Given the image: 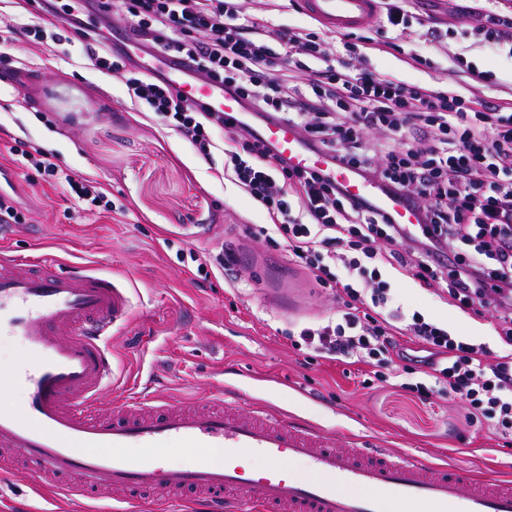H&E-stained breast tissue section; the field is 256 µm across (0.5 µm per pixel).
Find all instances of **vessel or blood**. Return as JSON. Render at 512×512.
<instances>
[{
    "instance_id": "b4317fda",
    "label": "vessel or blood",
    "mask_w": 512,
    "mask_h": 512,
    "mask_svg": "<svg viewBox=\"0 0 512 512\" xmlns=\"http://www.w3.org/2000/svg\"><path fill=\"white\" fill-rule=\"evenodd\" d=\"M307 14L335 30H353L377 14L379 0H304ZM140 68L161 75L173 93L192 105L228 113L237 98L193 72L190 60L138 45ZM293 165L328 169L355 197L377 200L398 223L416 221L412 209L345 168H327L323 155L283 122L259 129ZM129 278L69 268L48 256L0 255V333L21 336L28 355L0 371L21 387V405L0 404V474L10 460L25 459L33 479L76 502L111 489L132 503L165 492L192 496L205 512L234 504L246 512H512V480L480 475L468 466L425 463L370 448L338 445L334 432L300 426L284 413L251 410L227 400L222 383L207 404L155 403L147 395L102 407L111 384L109 341L133 313ZM195 449L187 466L168 461L174 450ZM262 460L254 468L253 460ZM302 462L311 476L293 479L286 462Z\"/></svg>"
}]
</instances>
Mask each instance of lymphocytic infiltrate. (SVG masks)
<instances>
[{
    "mask_svg": "<svg viewBox=\"0 0 512 512\" xmlns=\"http://www.w3.org/2000/svg\"><path fill=\"white\" fill-rule=\"evenodd\" d=\"M89 7V0H42L43 16L65 26L22 33L57 47L79 34L94 69L120 74L135 107L155 114L268 212L271 223L259 229L268 244L335 289V314L290 334L292 346L367 365L378 379L394 366L423 374L416 390L458 399L467 422L511 438L512 111L380 74L352 41L344 44L349 61L335 66L318 32L273 30L269 17L244 11L240 0H122L111 25L91 27ZM119 28L196 62L246 111L301 129L331 166L376 180L412 206L417 223H396L325 171L292 166L236 115L186 105L113 50ZM10 153L31 187L62 190L78 206L103 202L101 183L53 154L19 139ZM385 267L421 288H444L459 308L490 313L503 351L406 310L382 278Z\"/></svg>",
    "mask_w": 512,
    "mask_h": 512,
    "instance_id": "obj_1",
    "label": "lymphocytic infiltrate"
}]
</instances>
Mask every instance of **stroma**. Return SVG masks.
Wrapping results in <instances>:
<instances>
[{
	"instance_id": "stroma-1",
	"label": "stroma",
	"mask_w": 512,
	"mask_h": 512,
	"mask_svg": "<svg viewBox=\"0 0 512 512\" xmlns=\"http://www.w3.org/2000/svg\"><path fill=\"white\" fill-rule=\"evenodd\" d=\"M481 4L414 0L419 13L448 33L427 64L413 59L422 49L416 26L394 43L373 33L360 52L372 69L410 83L510 101L512 53L460 35ZM14 68L31 81L5 79ZM475 72L483 73L481 83L472 82ZM13 137L99 181L114 211H73L60 191L32 193L8 151ZM0 168L30 210L29 223L0 231V251L50 254L129 276L136 286L133 317L111 339L117 384L103 392L102 402L121 399L148 365L158 397L185 402L207 399L214 381L233 371L243 402L252 407L280 410L345 437L365 434L434 463L512 477V444L468 425L458 401L420 394L393 377L365 382L364 366L291 345L288 331L332 315L335 295L285 250L253 236L269 221L265 211L231 180L214 177L152 114L137 111L119 77L92 70L79 41L53 54L30 38L0 43ZM226 244L246 248L232 281L213 261ZM206 256L211 262L198 272ZM390 282L408 309L499 349L489 315L462 312L409 277L394 275ZM29 505L42 512L68 507L24 469L0 478V512Z\"/></svg>"
}]
</instances>
